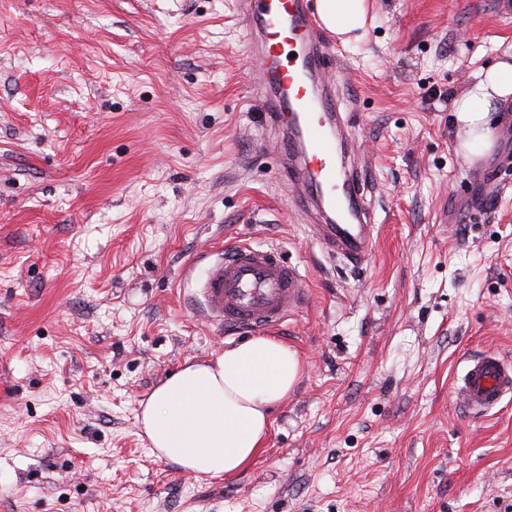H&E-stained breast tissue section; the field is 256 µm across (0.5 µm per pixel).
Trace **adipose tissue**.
<instances>
[{"instance_id":"1","label":"adipose tissue","mask_w":512,"mask_h":512,"mask_svg":"<svg viewBox=\"0 0 512 512\" xmlns=\"http://www.w3.org/2000/svg\"><path fill=\"white\" fill-rule=\"evenodd\" d=\"M317 14L341 36L364 28L365 0H317ZM512 99V63L481 70L455 98L452 112L465 134L461 147L483 157L492 146L489 117ZM287 344L258 336L226 347L205 362L186 363L142 404L140 428L157 457L195 476L231 478L254 461L268 440L270 409L302 376Z\"/></svg>"}]
</instances>
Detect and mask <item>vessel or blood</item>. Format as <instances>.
Returning a JSON list of instances; mask_svg holds the SVG:
<instances>
[{"instance_id":"vessel-or-blood-1","label":"vessel or blood","mask_w":512,"mask_h":512,"mask_svg":"<svg viewBox=\"0 0 512 512\" xmlns=\"http://www.w3.org/2000/svg\"><path fill=\"white\" fill-rule=\"evenodd\" d=\"M246 17L257 36L264 118L283 133L293 201L314 215L313 234L328 252L362 267L377 232L367 164L348 143L347 115L331 77L332 46L314 0H247ZM307 296L277 250L242 243L226 247L208 266L194 302L217 326L261 331L279 326ZM453 395L468 416L489 414L512 398V361L491 350L465 356Z\"/></svg>"}]
</instances>
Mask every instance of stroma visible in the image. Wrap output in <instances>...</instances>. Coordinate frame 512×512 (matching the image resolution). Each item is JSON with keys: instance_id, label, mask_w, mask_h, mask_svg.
<instances>
[{"instance_id": "stroma-1", "label": "stroma", "mask_w": 512, "mask_h": 512, "mask_svg": "<svg viewBox=\"0 0 512 512\" xmlns=\"http://www.w3.org/2000/svg\"><path fill=\"white\" fill-rule=\"evenodd\" d=\"M238 2L0 0V512H512V401L472 419L452 392L464 354L512 359V107L478 160L450 113L512 17L366 0L339 44L378 223L360 269L294 208ZM235 242L305 281L271 332L304 372L256 461L204 480L138 417L250 338L190 298Z\"/></svg>"}]
</instances>
